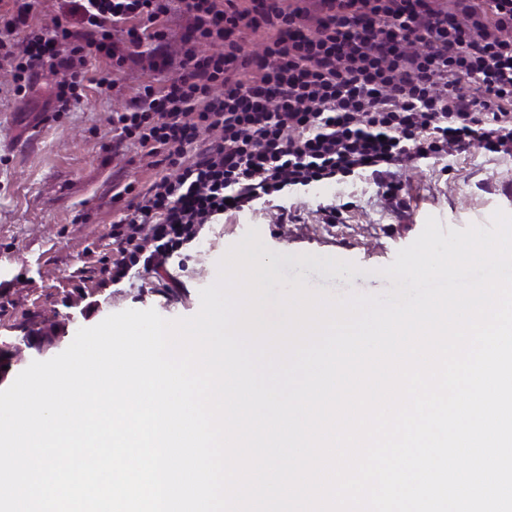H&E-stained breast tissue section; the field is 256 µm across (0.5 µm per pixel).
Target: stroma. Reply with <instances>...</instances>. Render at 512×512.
Here are the masks:
<instances>
[{"label": "stroma", "mask_w": 512, "mask_h": 512, "mask_svg": "<svg viewBox=\"0 0 512 512\" xmlns=\"http://www.w3.org/2000/svg\"><path fill=\"white\" fill-rule=\"evenodd\" d=\"M139 70L122 73L119 90H89L70 111L53 110L52 72H42L24 100H16L0 70V350H21L22 360L0 371V390L33 361L63 352L76 332L127 310L155 309L172 320L194 316L201 289L213 283L217 264L249 228H256L279 274L380 294L393 282L379 271L422 232L428 217L442 228L489 226L493 213L512 214V157L468 148L403 168L402 202L389 205L373 178L351 176L287 188L268 209L228 212L202 227L179 257L159 272L132 269L117 284L100 286L91 276L112 258V223L123 202L112 199L114 182L148 186L164 173L139 149L119 156L112 142V110L147 81ZM300 211L296 223L275 221L277 206ZM342 211L338 224L323 223L320 208ZM308 262H298V255ZM330 256L359 266V273L332 274L315 265Z\"/></svg>", "instance_id": "stroma-1"}]
</instances>
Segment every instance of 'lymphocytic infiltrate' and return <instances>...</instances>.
I'll return each instance as SVG.
<instances>
[{"label": "lymphocytic infiltrate", "instance_id": "obj_1", "mask_svg": "<svg viewBox=\"0 0 512 512\" xmlns=\"http://www.w3.org/2000/svg\"><path fill=\"white\" fill-rule=\"evenodd\" d=\"M11 2L0 66L16 97L47 67L60 112L87 84L112 91L126 64L175 70L112 113L116 145L166 173L141 191L113 186L126 212L96 269L105 282L161 267L199 226L290 186L367 173L395 200L397 168L419 159L474 145L512 155V0H455L452 12L434 0H183L177 41L173 0H69L49 26L33 20L36 0ZM91 57L109 69L89 73Z\"/></svg>", "mask_w": 512, "mask_h": 512}]
</instances>
